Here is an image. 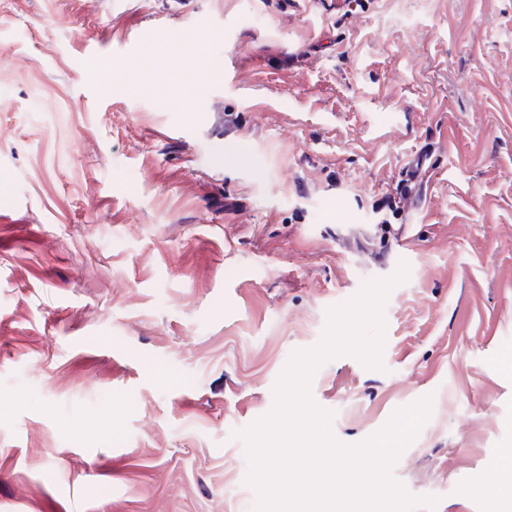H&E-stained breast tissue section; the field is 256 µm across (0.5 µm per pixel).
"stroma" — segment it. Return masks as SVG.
<instances>
[{
    "mask_svg": "<svg viewBox=\"0 0 512 512\" xmlns=\"http://www.w3.org/2000/svg\"><path fill=\"white\" fill-rule=\"evenodd\" d=\"M0 68V512H255L241 431L403 263L381 368L337 356L311 396L348 446L432 397L392 477L436 497L414 512H493L512 0H0Z\"/></svg>",
    "mask_w": 512,
    "mask_h": 512,
    "instance_id": "1",
    "label": "stroma"
}]
</instances>
